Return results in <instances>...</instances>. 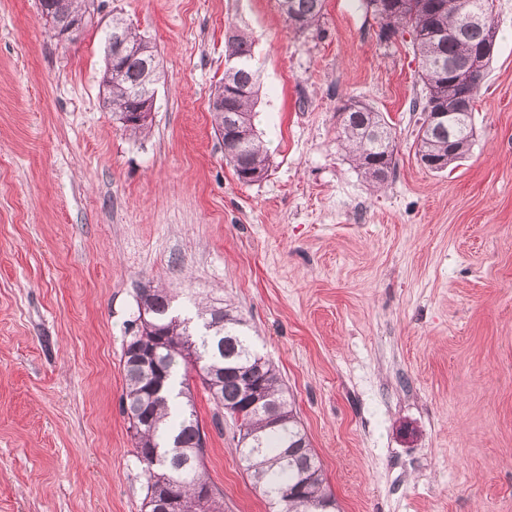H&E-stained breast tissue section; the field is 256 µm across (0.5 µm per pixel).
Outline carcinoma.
I'll return each mask as SVG.
<instances>
[{
    "instance_id": "carcinoma-1",
    "label": "carcinoma",
    "mask_w": 512,
    "mask_h": 512,
    "mask_svg": "<svg viewBox=\"0 0 512 512\" xmlns=\"http://www.w3.org/2000/svg\"><path fill=\"white\" fill-rule=\"evenodd\" d=\"M85 2L39 0V11L42 16H54L69 8L84 10ZM280 2L289 4L286 18L300 21L294 32L305 33L319 26L324 0ZM473 2L485 9L488 25L467 24L448 10V0H385L394 31L408 28L415 34L412 45L424 96L413 101L412 110L424 114V123L430 112L451 113L441 123L419 128L415 148L419 161L433 158L448 167L465 159L472 147V112L490 63L468 74L452 66L497 38L493 0ZM443 29L448 31L447 37L432 43L430 35ZM119 35L131 42L144 39L132 25L115 17L105 41ZM157 55L154 45L147 54L127 53L117 62L119 76L103 72L102 83H112L106 102L113 116L121 113L135 91L143 90L145 65H158ZM225 55L234 58L238 69L232 87L224 90V107L211 103L219 127L230 115L254 118L259 93L250 36L232 31ZM223 140L224 158L240 182L251 184L268 175L270 160L259 134L239 141L226 128ZM336 140L367 181L382 184L394 172L395 138L383 114L369 104L359 102L349 111ZM142 308L149 311V323L133 320L135 330L123 345L121 410L137 458L144 464L146 512H162L165 496L171 491L182 498L185 512H224V493L206 470L207 433L193 404L192 385L200 383L213 401V425L221 432V414L243 402L242 386L248 379L261 385L260 396L274 405L278 414L273 423L264 412L251 410L236 424L237 452L253 484L270 497L277 512H340L298 416L295 399L286 397L275 364L257 350L246 320L201 298L192 299L187 307L171 288L142 289L137 309ZM138 352L154 354L164 372L159 387H152L153 371L133 366ZM143 416L147 417L145 425L141 424Z\"/></svg>"
}]
</instances>
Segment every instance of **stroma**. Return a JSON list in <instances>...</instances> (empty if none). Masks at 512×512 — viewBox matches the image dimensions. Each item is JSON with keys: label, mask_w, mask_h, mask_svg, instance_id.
Wrapping results in <instances>:
<instances>
[{"label": "stroma", "mask_w": 512, "mask_h": 512, "mask_svg": "<svg viewBox=\"0 0 512 512\" xmlns=\"http://www.w3.org/2000/svg\"><path fill=\"white\" fill-rule=\"evenodd\" d=\"M59 42L38 0H0V512H144L120 400L140 289L210 297L278 366L342 512H512V0L456 168L415 158L410 35L362 0L319 32L278 0H89ZM157 47L152 123L104 105V33ZM253 39L262 181L224 159L209 96L228 29ZM350 98L383 113L396 168L365 181L336 143ZM208 426L224 512H272L232 422ZM117 35L126 37L131 42H136L145 39L144 36H142L132 25L126 23V21L119 17H113L112 19V29H110L105 34V41H106V47L109 42L112 41L117 37ZM131 45H128L127 42L120 43L113 45V63L115 64L116 58L124 51H130Z\"/></svg>", "instance_id": "stroma-1"}]
</instances>
